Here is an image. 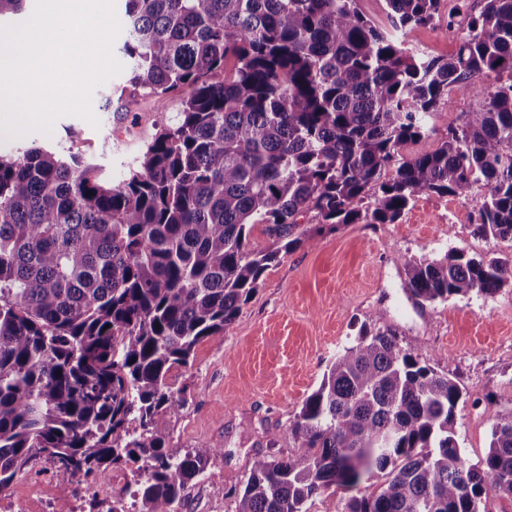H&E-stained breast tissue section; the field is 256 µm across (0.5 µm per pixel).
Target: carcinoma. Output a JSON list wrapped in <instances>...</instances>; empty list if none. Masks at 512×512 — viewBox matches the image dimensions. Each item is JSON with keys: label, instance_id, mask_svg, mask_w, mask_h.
I'll use <instances>...</instances> for the list:
<instances>
[{"label": "carcinoma", "instance_id": "obj_1", "mask_svg": "<svg viewBox=\"0 0 512 512\" xmlns=\"http://www.w3.org/2000/svg\"><path fill=\"white\" fill-rule=\"evenodd\" d=\"M441 0H126L130 82L179 110L122 179L39 146L0 157V490L34 461L60 482L136 465L137 512H173L221 452L156 425L170 383L228 327L263 274L302 243L298 218L394 224L420 195L471 201L474 232L512 242V0H473L450 57L412 48ZM481 97L433 151L403 147L453 89ZM393 168L384 180L383 172ZM267 225L276 246L254 250ZM413 296L446 302L512 286V254L404 257ZM456 381L377 317L336 354L288 439L253 461L237 512H481L512 499V412L479 466L456 439Z\"/></svg>", "mask_w": 512, "mask_h": 512}]
</instances>
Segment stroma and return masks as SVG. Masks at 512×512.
<instances>
[{
	"mask_svg": "<svg viewBox=\"0 0 512 512\" xmlns=\"http://www.w3.org/2000/svg\"><path fill=\"white\" fill-rule=\"evenodd\" d=\"M128 78L121 73L94 90L99 127L65 116L52 135L0 139V156L36 145L81 156L100 165L104 177L126 175L138 167L156 121L177 110L176 102L162 104L129 88ZM477 106V98L464 96L454 109L435 113L434 134L408 143L405 154L435 149ZM446 204L438 195L422 196L394 224L303 223L306 241L265 272L223 333L202 340L189 365L172 372L183 404L162 413L158 427L184 448L224 447L189 483L176 512H237L253 460L268 452V433H287L336 353L354 344L373 315L422 361L457 381L456 439L468 464L484 459L496 415L512 411V287L420 304L407 287L402 258L431 261L453 247L508 253L512 243L494 244L472 225L449 224Z\"/></svg>",
	"mask_w": 512,
	"mask_h": 512,
	"instance_id": "stroma-1",
	"label": "stroma"
}]
</instances>
